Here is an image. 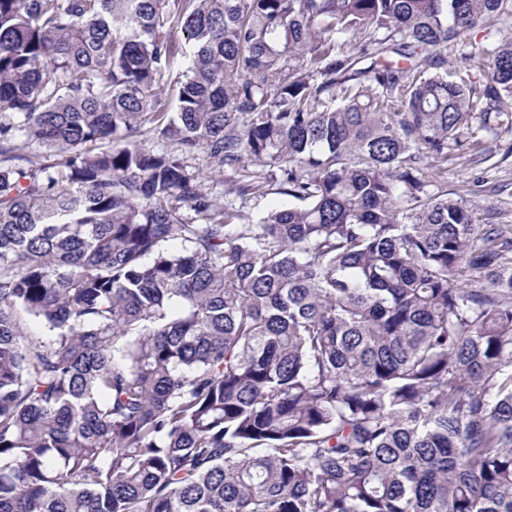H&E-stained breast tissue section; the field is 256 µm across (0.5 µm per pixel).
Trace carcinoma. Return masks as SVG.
Masks as SVG:
<instances>
[{"mask_svg":"<svg viewBox=\"0 0 512 512\" xmlns=\"http://www.w3.org/2000/svg\"><path fill=\"white\" fill-rule=\"evenodd\" d=\"M502 17L0 0V512H512V228L447 181L512 135V37L448 72ZM200 150L299 205L240 223ZM507 30H510L508 25L496 22L492 27L484 29H474L470 31L464 38V43L456 49L448 50V70L453 72L457 79L468 80L474 79L477 75L476 71L471 69L468 63L460 59V54L470 49L471 44L484 43L486 39H505ZM501 33V35H500ZM152 119L151 114L142 117L141 136L139 140L147 148L153 149L154 151L176 153L179 149L178 145L174 141L166 140L158 136V133L155 131L156 124Z\"/></svg>","mask_w":512,"mask_h":512,"instance_id":"obj_1","label":"carcinoma"}]
</instances>
